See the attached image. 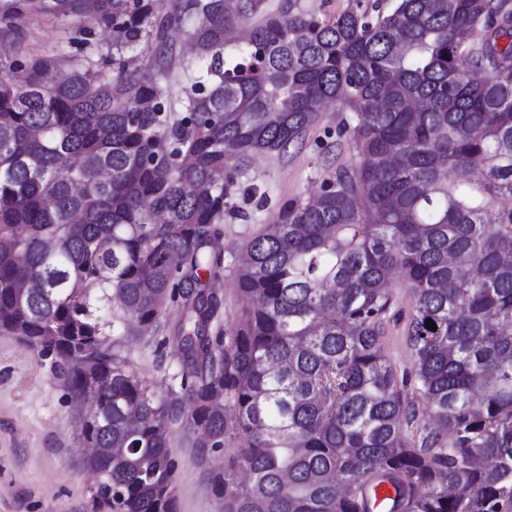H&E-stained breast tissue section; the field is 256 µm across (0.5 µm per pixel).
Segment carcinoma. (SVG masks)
I'll list each match as a JSON object with an SVG mask.
<instances>
[{
    "label": "carcinoma",
    "instance_id": "cac0c4a2",
    "mask_svg": "<svg viewBox=\"0 0 512 512\" xmlns=\"http://www.w3.org/2000/svg\"><path fill=\"white\" fill-rule=\"evenodd\" d=\"M262 2L0 0L1 28L65 34L0 47V332L84 398L112 512H177L178 428L224 457L221 512H377L381 483L386 512H512V0ZM328 102L352 113V164L248 241L237 322L213 326L201 275L224 278L211 242L248 162ZM109 289L141 326L178 316L166 395L112 354ZM63 34L51 20L33 17L25 23L22 30H0V43L6 46L20 45L25 55H40L52 49L62 41ZM404 330L405 321H400L395 326H391L385 341V352L400 374L410 364V353L405 344Z\"/></svg>",
    "mask_w": 512,
    "mask_h": 512
}]
</instances>
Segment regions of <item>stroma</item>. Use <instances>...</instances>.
I'll return each instance as SVG.
<instances>
[{"label": "stroma", "mask_w": 512, "mask_h": 512, "mask_svg": "<svg viewBox=\"0 0 512 512\" xmlns=\"http://www.w3.org/2000/svg\"><path fill=\"white\" fill-rule=\"evenodd\" d=\"M61 41L55 23L40 17L27 20L17 32L0 30V44L22 46L28 55L43 54ZM348 118V112L327 109L299 145L249 162L243 189L234 199L237 214L225 217L219 239L225 269L216 288L224 304L215 322L222 328L232 329L237 320L234 270L245 244L274 223L281 202L308 195L350 163L348 139L340 134ZM98 314L113 354L140 372L157 393H165L181 365L177 345L168 340L175 317L147 332L112 300H103ZM80 428L54 356L0 333V512H92ZM171 452L178 462V512H220L187 432L175 431Z\"/></svg>", "instance_id": "obj_1"}]
</instances>
